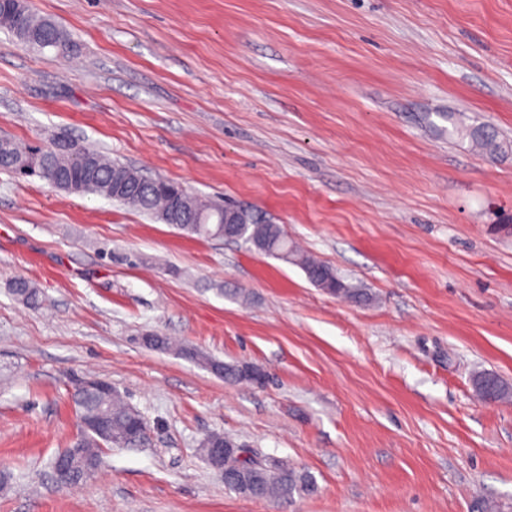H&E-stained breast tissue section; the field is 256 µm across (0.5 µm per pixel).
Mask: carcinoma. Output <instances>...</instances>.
Returning a JSON list of instances; mask_svg holds the SVG:
<instances>
[{"mask_svg": "<svg viewBox=\"0 0 512 512\" xmlns=\"http://www.w3.org/2000/svg\"><path fill=\"white\" fill-rule=\"evenodd\" d=\"M0 28L11 33L22 44L30 46L37 39L55 51L73 47L71 34L55 22L37 16L33 11L20 18L7 14L0 19ZM96 167L86 170V155L71 144H57L52 148V162H44V154L34 148L23 149L14 144L8 157L0 158V170L18 173L17 158H22L35 168L36 176L51 186L71 194L95 193L119 201L134 209L152 215L157 221L189 235L200 238L224 237V209L226 205L202 199L191 193L173 202L171 182L149 179L133 169L109 160L105 155L89 150ZM240 221L236 239L248 248L262 254L299 266L307 279L315 286L331 289L338 298L356 303L368 300L361 289L346 281L334 268L300 253L288 242L281 225L264 220L254 211L243 208L237 213ZM12 295L29 307L41 305V296L29 280L17 277L10 285ZM473 386L477 396L485 401H502L512 398V387L498 376L479 372L474 376ZM72 401L78 419L104 415L106 434L114 439L113 445L127 438L132 419V407L120 393L109 387L73 389ZM108 441L96 433L85 431L78 443L62 451L72 462V469L79 481H87V472L100 465L101 449ZM245 475L257 489L258 499L286 500L294 494H314L318 486L307 472L277 465H264L253 458L244 460Z\"/></svg>", "mask_w": 512, "mask_h": 512, "instance_id": "obj_1", "label": "carcinoma"}]
</instances>
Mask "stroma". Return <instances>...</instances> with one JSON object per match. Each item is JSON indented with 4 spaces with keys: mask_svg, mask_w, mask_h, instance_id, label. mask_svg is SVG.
<instances>
[{
    "mask_svg": "<svg viewBox=\"0 0 512 512\" xmlns=\"http://www.w3.org/2000/svg\"><path fill=\"white\" fill-rule=\"evenodd\" d=\"M29 2L79 51L0 29V137L71 140L255 210L372 299L0 171V512H512V399L471 382L512 384V0ZM195 351L269 380L225 382ZM76 375L111 382L150 440L63 489ZM213 432L317 493L225 490L199 451ZM10 290L12 295L26 306L36 308L41 305L42 300L38 288L25 278L13 279ZM473 386L477 396L483 401H502L512 398L511 386L492 373H477L473 379Z\"/></svg>",
    "mask_w": 512,
    "mask_h": 512,
    "instance_id": "obj_1",
    "label": "stroma"
}]
</instances>
